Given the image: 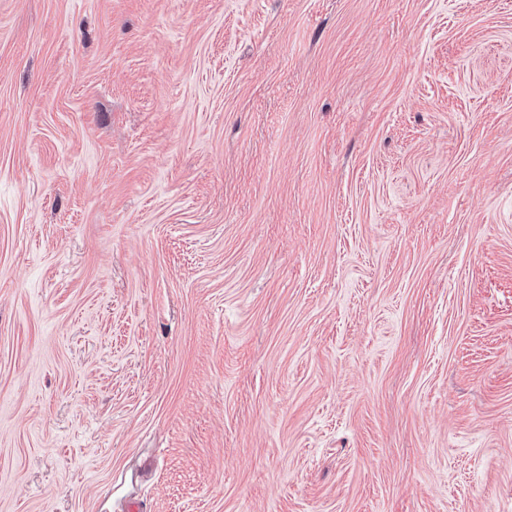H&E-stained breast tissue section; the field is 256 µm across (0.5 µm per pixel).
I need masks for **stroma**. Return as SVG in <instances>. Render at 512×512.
<instances>
[{"mask_svg": "<svg viewBox=\"0 0 512 512\" xmlns=\"http://www.w3.org/2000/svg\"><path fill=\"white\" fill-rule=\"evenodd\" d=\"M512 512V0H0V512Z\"/></svg>", "mask_w": 512, "mask_h": 512, "instance_id": "1", "label": "stroma"}]
</instances>
